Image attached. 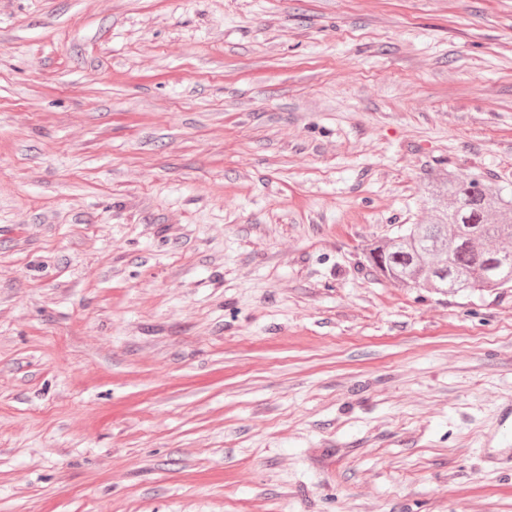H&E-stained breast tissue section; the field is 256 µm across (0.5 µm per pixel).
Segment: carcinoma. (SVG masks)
Returning a JSON list of instances; mask_svg holds the SVG:
<instances>
[{"mask_svg":"<svg viewBox=\"0 0 512 512\" xmlns=\"http://www.w3.org/2000/svg\"><path fill=\"white\" fill-rule=\"evenodd\" d=\"M424 224L366 248V261L404 288L512 287V195L441 172L428 182Z\"/></svg>","mask_w":512,"mask_h":512,"instance_id":"obj_1","label":"carcinoma"}]
</instances>
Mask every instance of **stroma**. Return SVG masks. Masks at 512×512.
<instances>
[{
  "label": "stroma",
  "mask_w": 512,
  "mask_h": 512,
  "mask_svg": "<svg viewBox=\"0 0 512 512\" xmlns=\"http://www.w3.org/2000/svg\"><path fill=\"white\" fill-rule=\"evenodd\" d=\"M512 190V0H0V512H512V288L379 279Z\"/></svg>",
  "instance_id": "stroma-1"
}]
</instances>
